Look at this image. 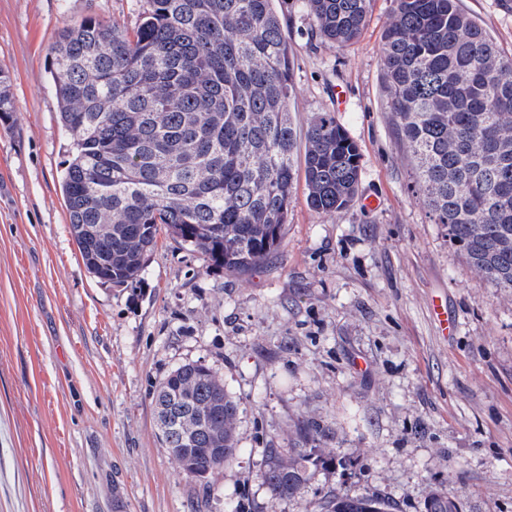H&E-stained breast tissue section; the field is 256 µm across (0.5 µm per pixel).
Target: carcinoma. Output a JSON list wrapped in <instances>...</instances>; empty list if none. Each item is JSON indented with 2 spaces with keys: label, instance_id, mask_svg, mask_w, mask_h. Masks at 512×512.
<instances>
[{
  "label": "carcinoma",
  "instance_id": "carcinoma-1",
  "mask_svg": "<svg viewBox=\"0 0 512 512\" xmlns=\"http://www.w3.org/2000/svg\"><path fill=\"white\" fill-rule=\"evenodd\" d=\"M133 29L86 16L59 32L50 68L72 157L62 191L69 229L93 276H140L160 235L207 268L245 274L278 250L294 192L329 215L358 193L357 144L328 112L296 127L292 67L275 0H148ZM373 0H306L326 44L357 40ZM383 88L417 187L449 242L512 289V56L460 0H392ZM0 69V116L16 112ZM162 447L191 479L238 455L240 403L204 364L156 387ZM209 419L195 430L197 418ZM276 500L303 496L308 469L345 463L337 448H267ZM337 492L325 512H392Z\"/></svg>",
  "mask_w": 512,
  "mask_h": 512
}]
</instances>
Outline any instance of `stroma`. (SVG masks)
<instances>
[{"label": "stroma", "mask_w": 512, "mask_h": 512, "mask_svg": "<svg viewBox=\"0 0 512 512\" xmlns=\"http://www.w3.org/2000/svg\"><path fill=\"white\" fill-rule=\"evenodd\" d=\"M512 54V0H460ZM147 0H0V69L19 108L0 120V512H320L337 491L426 512H512V289L448 241L419 197L383 92L391 0L360 38L315 35L305 0H276L299 126L320 112L357 143L347 209L321 216L297 189L283 242L255 271L205 269L159 238L143 274H89L61 178L71 141L49 73L62 27L89 15L132 26ZM344 109H337V89ZM448 304L441 333L430 302ZM200 362L240 403L236 461L186 478L162 448L152 396ZM314 423L346 464L311 468L298 500L273 499L268 448Z\"/></svg>", "instance_id": "obj_1"}]
</instances>
